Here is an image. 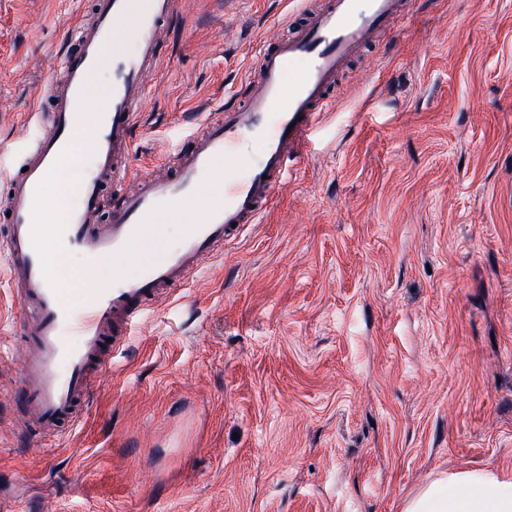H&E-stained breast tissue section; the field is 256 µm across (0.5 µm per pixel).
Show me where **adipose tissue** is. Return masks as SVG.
Here are the masks:
<instances>
[{
    "instance_id": "obj_1",
    "label": "adipose tissue",
    "mask_w": 512,
    "mask_h": 512,
    "mask_svg": "<svg viewBox=\"0 0 512 512\" xmlns=\"http://www.w3.org/2000/svg\"><path fill=\"white\" fill-rule=\"evenodd\" d=\"M460 491L438 479L410 498L405 512H512V483L487 472L468 473L460 479Z\"/></svg>"
}]
</instances>
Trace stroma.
<instances>
[{
  "label": "stroma",
  "instance_id": "1",
  "mask_svg": "<svg viewBox=\"0 0 512 512\" xmlns=\"http://www.w3.org/2000/svg\"><path fill=\"white\" fill-rule=\"evenodd\" d=\"M321 0H178L131 175L160 177ZM357 56L273 203L152 304L72 431L34 446L0 264V512H404L512 482V0H410ZM91 0H0L17 168ZM455 493L448 479H438L407 501L404 512H512V483L488 472L464 474Z\"/></svg>",
  "mask_w": 512,
  "mask_h": 512
}]
</instances>
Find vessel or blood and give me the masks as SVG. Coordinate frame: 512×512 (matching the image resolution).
I'll return each instance as SVG.
<instances>
[{
  "mask_svg": "<svg viewBox=\"0 0 512 512\" xmlns=\"http://www.w3.org/2000/svg\"><path fill=\"white\" fill-rule=\"evenodd\" d=\"M177 0H93L92 18L62 53L48 94L54 101L52 131L36 140L22 171L0 204L9 230L0 241L8 287L21 310L29 355L13 396L24 428L39 438L60 435L80 420L94 393V374L116 346L130 336L148 304L171 288L189 284L204 261L225 241L256 223L264 206L283 185L307 148L320 112L331 103L330 89L346 63L396 19L407 16V0H324L305 24L287 38L261 45L257 71L246 83L241 105L225 108L220 119L204 123L190 150L178 153L173 176L129 179L132 131L147 92L145 78L161 61L163 28ZM133 31L134 54L112 56L110 105L95 110L89 85L103 63L106 46ZM95 112L90 129L79 118ZM93 158L79 180L81 201L67 209L60 226V250L79 256L81 306H71L59 288L36 204L48 178L62 166L77 140ZM230 163L224 195L194 206L203 176L217 161ZM121 186L106 227H99L101 188ZM187 211L178 245L166 259L139 276L115 275L97 285L95 270L106 256H133L162 211Z\"/></svg>",
  "mask_w": 512,
  "mask_h": 512,
  "instance_id": "vessel-or-blood-1",
  "label": "vessel or blood"
}]
</instances>
